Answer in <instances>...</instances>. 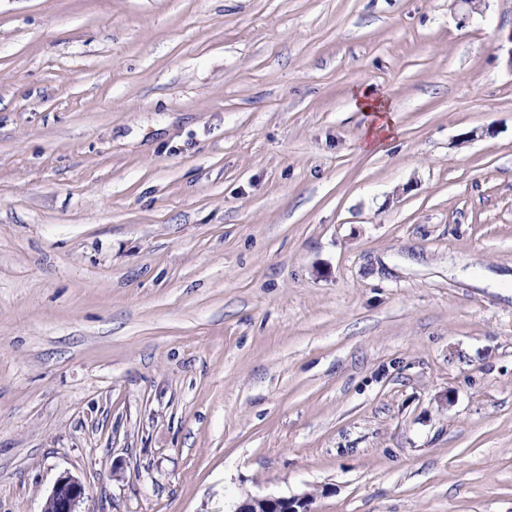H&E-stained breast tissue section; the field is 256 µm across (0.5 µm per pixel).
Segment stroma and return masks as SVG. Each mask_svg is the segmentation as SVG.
Segmentation results:
<instances>
[{
  "label": "stroma",
  "instance_id": "stroma-1",
  "mask_svg": "<svg viewBox=\"0 0 512 512\" xmlns=\"http://www.w3.org/2000/svg\"><path fill=\"white\" fill-rule=\"evenodd\" d=\"M505 275L512 0H0V512H512ZM353 94V107L362 112L365 118L359 142L360 151L371 152L382 141L395 138L398 129L391 104L385 98L373 93V89L369 86L355 88ZM85 495L86 488L83 483L76 477L64 473L56 480L41 512H79L77 506ZM306 496H250L233 512H311Z\"/></svg>",
  "mask_w": 512,
  "mask_h": 512
}]
</instances>
